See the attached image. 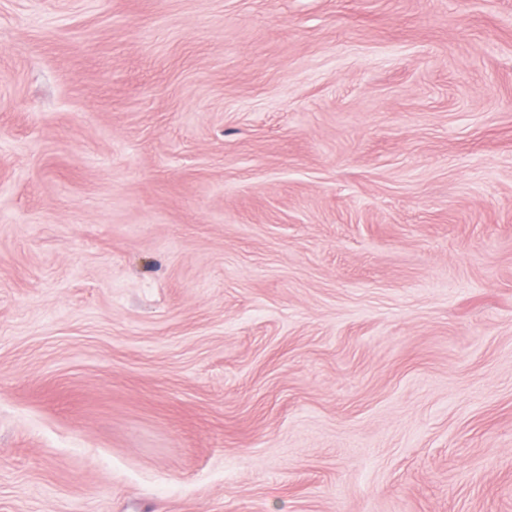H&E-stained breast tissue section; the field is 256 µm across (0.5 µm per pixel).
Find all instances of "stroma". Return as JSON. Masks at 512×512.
<instances>
[{"label": "stroma", "mask_w": 512, "mask_h": 512, "mask_svg": "<svg viewBox=\"0 0 512 512\" xmlns=\"http://www.w3.org/2000/svg\"><path fill=\"white\" fill-rule=\"evenodd\" d=\"M0 512H512V0H0Z\"/></svg>", "instance_id": "stroma-1"}]
</instances>
